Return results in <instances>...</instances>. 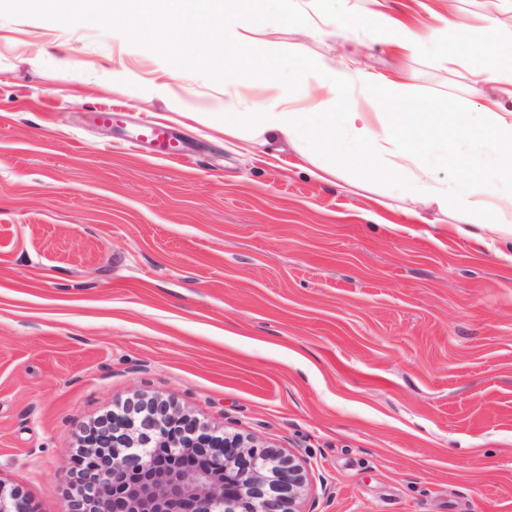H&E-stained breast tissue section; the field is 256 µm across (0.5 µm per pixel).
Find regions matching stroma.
Here are the masks:
<instances>
[{
    "mask_svg": "<svg viewBox=\"0 0 512 512\" xmlns=\"http://www.w3.org/2000/svg\"><path fill=\"white\" fill-rule=\"evenodd\" d=\"M348 7L366 16L353 39L266 35L253 60L279 93L306 95L295 69L329 55L405 72L392 111L443 100L481 121L456 35L406 56L369 0ZM484 7L397 0L393 15L423 29ZM196 43L209 58L168 59L200 104L221 49ZM165 52L94 8L0 11V484L66 512L85 430L157 399L292 458L296 512H512V226L491 250L452 211L399 221L413 198L357 159L323 183L288 144L226 148L206 114L142 96ZM147 123L184 158L132 148Z\"/></svg>",
    "mask_w": 512,
    "mask_h": 512,
    "instance_id": "obj_1",
    "label": "stroma"
}]
</instances>
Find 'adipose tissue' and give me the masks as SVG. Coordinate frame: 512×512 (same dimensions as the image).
<instances>
[{
  "label": "adipose tissue",
  "instance_id": "ef3b65f1",
  "mask_svg": "<svg viewBox=\"0 0 512 512\" xmlns=\"http://www.w3.org/2000/svg\"><path fill=\"white\" fill-rule=\"evenodd\" d=\"M341 0H262L258 8L243 6L242 0H140L135 14L126 17L125 29L135 32L153 18L173 19L191 13L193 26L210 32L215 42L232 48L235 60L223 66V89L207 100L206 108L216 128L225 137L262 138L264 143H288L306 149L317 180L336 174L338 158L362 159L376 153L390 155L380 172L381 179L397 194L418 196L421 202L478 214L485 226L512 222V33L497 34L498 17L512 13V0H492L480 24L461 14L438 17L436 25L419 30L398 19L385 17L382 26L390 40L405 54H414L420 44H439L448 31L471 34L475 26L492 32L478 52L486 62L475 69V82L492 85L493 95L484 97L480 111L486 119L483 133H474L470 114L458 109L439 112H404L399 125L381 119L370 109L377 103L378 90L391 81L363 67L342 66L330 56L321 57L298 69V82L314 88L306 102L274 94L256 100L252 86L273 85L272 69L249 63V50L261 35L272 30L279 18H287L313 36L333 28L357 34L363 18L345 11ZM357 94L358 105L344 108L338 101L345 93ZM467 143V164L456 178L431 183L422 177H406L409 160L432 151L457 155L459 143Z\"/></svg>",
  "mask_w": 512,
  "mask_h": 512
}]
</instances>
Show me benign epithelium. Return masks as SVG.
Wrapping results in <instances>:
<instances>
[{"mask_svg": "<svg viewBox=\"0 0 512 512\" xmlns=\"http://www.w3.org/2000/svg\"><path fill=\"white\" fill-rule=\"evenodd\" d=\"M165 402L128 405L104 429L112 458L83 468L68 512H293L303 478L291 459L252 442L185 461L190 448L213 439L193 423L177 427ZM0 512H30L16 492L0 486Z\"/></svg>", "mask_w": 512, "mask_h": 512, "instance_id": "benign-epithelium-1", "label": "benign epithelium"}]
</instances>
